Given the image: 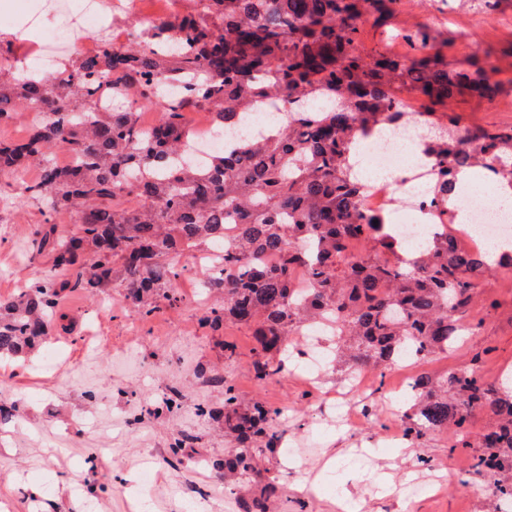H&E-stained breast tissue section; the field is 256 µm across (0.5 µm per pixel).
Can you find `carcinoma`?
<instances>
[{
    "label": "carcinoma",
    "mask_w": 512,
    "mask_h": 512,
    "mask_svg": "<svg viewBox=\"0 0 512 512\" xmlns=\"http://www.w3.org/2000/svg\"><path fill=\"white\" fill-rule=\"evenodd\" d=\"M195 11L163 20L130 46L101 43L93 56L58 74L37 76L0 65V125L24 109L41 122L19 139L0 140V173L39 163L38 180L20 199L40 200L51 213L74 209L80 225L68 236L38 229L39 248L54 255V270L75 266V280L51 276L0 300V357H18L48 335L59 298L70 288H107L119 266L124 298L159 310L150 298L174 299L180 277L174 256L184 247L223 246L219 266H207L203 287L224 296L203 321L252 331V370L259 382L283 370L289 336L309 321L335 323V347L354 350L355 369H379L415 348L420 361L454 349L476 288L495 261L462 254L439 232L431 247L392 266L379 260L386 240L362 208L365 184L347 166L359 140L402 120L412 108L396 90L439 105L466 92L489 101L499 94L495 68L453 69L440 53L411 60L386 48H359V26L377 25L403 0H204ZM421 50L430 36L419 28L402 35ZM116 106L101 112L98 92ZM159 112L144 129L136 105ZM288 103L295 110L270 132L243 140L198 161L188 154L184 108L216 110L217 126L233 128L249 112ZM73 153L76 166L48 160L51 149ZM440 168L431 190L448 203L460 175L490 168L512 186V131L454 130L422 142ZM227 225L236 227L224 238ZM362 251H348L350 241ZM281 257L267 263L268 255ZM297 265L312 288H293ZM404 434L416 439L435 430L464 427L475 412L494 419L471 469L494 477L512 472V395L475 371L434 379L417 375ZM278 411L256 403L239 408L224 386V428L236 448L224 457L230 486L261 477L265 451L278 441ZM276 487L268 483L245 502L246 512H269Z\"/></svg>",
    "instance_id": "obj_1"
}]
</instances>
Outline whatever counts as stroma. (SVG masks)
<instances>
[{"instance_id":"35a3bbf8","label":"stroma","mask_w":512,"mask_h":512,"mask_svg":"<svg viewBox=\"0 0 512 512\" xmlns=\"http://www.w3.org/2000/svg\"><path fill=\"white\" fill-rule=\"evenodd\" d=\"M426 26L434 49L449 66L494 65L499 100L468 94L455 97L444 113L458 116L459 129L512 128V0L495 9H461L458 0H404L379 27L364 24L361 49L396 37L395 52L420 56L400 33ZM44 38L42 29L19 32L0 27V55L30 64ZM38 168L0 174V298L32 287L51 269L53 255L39 249L35 230L54 224L71 234L76 213L46 215L34 200L20 201V183L34 181ZM181 276L175 303L160 301L144 315L142 305L124 299L120 288L62 293L59 308L74 320L71 333H51L62 355L59 370L44 367L46 349L29 361L0 360V512H137L140 462L153 456L159 473L153 512H179L185 497L199 499L201 512H244L248 493L224 491L216 461L231 450L224 435V386L233 384L243 405L256 402L279 409L274 423L280 440L265 460L264 481L278 496L269 512H336V495L352 494L358 512H512L493 492V480L469 469L472 444L491 425L476 413L465 432L471 445L459 447L453 431L441 430L410 441L398 438L405 426L403 402L389 389L403 372L390 364L372 374L355 404L367 411L354 432L335 427L336 403L311 394L292 373L258 382L251 369L255 340L245 328L203 323L212 302L204 295L202 267L193 253L178 259ZM486 275L465 322L474 330L448 354L417 362V372L436 376L470 369L475 352L485 351L481 373L495 380L512 371V288L496 291ZM237 359L224 360L225 342ZM360 450V463L344 459ZM394 476V491L382 494L379 473Z\"/></svg>"}]
</instances>
